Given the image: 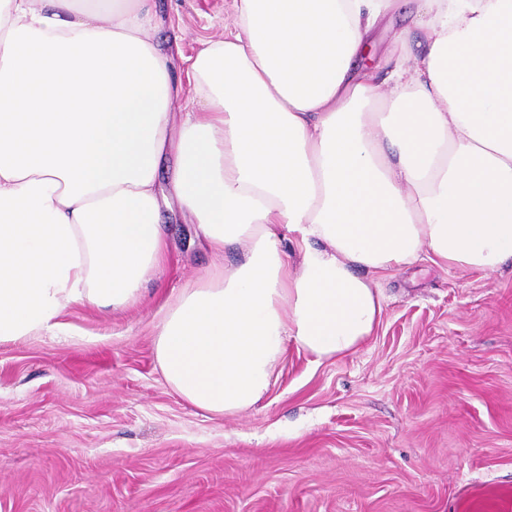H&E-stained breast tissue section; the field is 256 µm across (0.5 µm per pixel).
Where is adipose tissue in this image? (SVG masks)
Returning <instances> with one entry per match:
<instances>
[{
  "label": "adipose tissue",
  "instance_id": "ef3b65f1",
  "mask_svg": "<svg viewBox=\"0 0 512 512\" xmlns=\"http://www.w3.org/2000/svg\"><path fill=\"white\" fill-rule=\"evenodd\" d=\"M150 2L0 0V343L137 302L174 199L213 250L241 248L155 339L173 390L220 416L266 397L288 343L357 351L372 274L512 263V0H413L398 39L425 50L385 72L362 60L396 0H233L175 125Z\"/></svg>",
  "mask_w": 512,
  "mask_h": 512
}]
</instances>
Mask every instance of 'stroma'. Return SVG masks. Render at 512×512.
<instances>
[{
    "mask_svg": "<svg viewBox=\"0 0 512 512\" xmlns=\"http://www.w3.org/2000/svg\"><path fill=\"white\" fill-rule=\"evenodd\" d=\"M155 12L191 92L231 0ZM165 221L167 265L140 301L76 304L65 332L0 345V512H512L511 264L377 276L381 322L356 352L288 344L267 397L216 417L169 386L154 343L166 304L239 250Z\"/></svg>",
    "mask_w": 512,
    "mask_h": 512,
    "instance_id": "35a3bbf8",
    "label": "stroma"
}]
</instances>
